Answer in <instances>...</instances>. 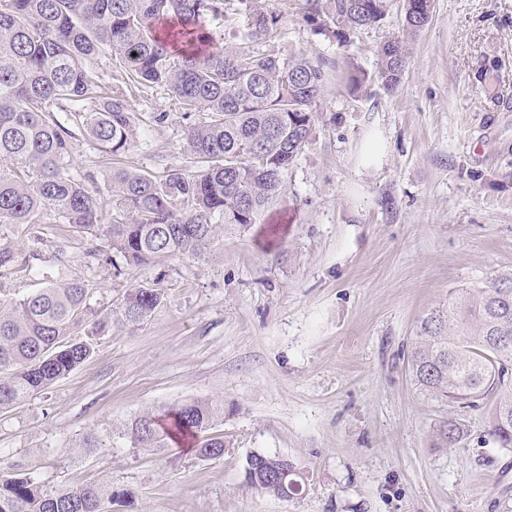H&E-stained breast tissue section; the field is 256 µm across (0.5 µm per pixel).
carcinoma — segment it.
<instances>
[{"label": "carcinoma", "mask_w": 512, "mask_h": 512, "mask_svg": "<svg viewBox=\"0 0 512 512\" xmlns=\"http://www.w3.org/2000/svg\"><path fill=\"white\" fill-rule=\"evenodd\" d=\"M387 0H305L312 31L349 42L350 34L382 16ZM434 0H405L406 36L430 22ZM228 25L253 41L267 39L278 17L254 0H0V224H42L53 212L65 224L89 230L100 223L90 172L73 170L74 140L117 158L133 145L139 118L133 90L162 86L185 114L206 113L184 130L191 166L162 176L114 167L108 248L128 265L146 267L162 255H194L219 226L257 223L284 191L288 168L304 152L316 108L330 77L326 58L304 53L244 52L215 47L208 23ZM375 77L392 91L408 62L407 41L383 43ZM112 60L107 83L97 60ZM18 256L0 243V278ZM161 301L149 285L133 288L119 306L128 324L143 322ZM92 331L73 336L86 322ZM107 320L96 319L89 288L73 278L42 275L41 287L13 297L0 289V411L32 399L71 373L94 351L93 337ZM512 269L487 284L452 291L416 325L410 370L427 391L452 401L497 394L489 435L512 448ZM224 419V405L193 399L161 415L131 421L135 448H162L191 436L196 454L216 459L224 439L208 436ZM438 444L464 436L463 425L444 421ZM279 457L266 455L249 470V486L280 498L302 481L288 468L285 483L270 475ZM131 493L99 478L48 487L39 473L21 469L0 477V512H106Z\"/></svg>", "instance_id": "cac0c4a2"}]
</instances>
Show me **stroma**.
<instances>
[{
  "label": "stroma",
  "instance_id": "stroma-1",
  "mask_svg": "<svg viewBox=\"0 0 512 512\" xmlns=\"http://www.w3.org/2000/svg\"><path fill=\"white\" fill-rule=\"evenodd\" d=\"M303 3L257 0L279 17L267 40L222 34L226 46L333 64L314 133L258 223L119 272L103 251L108 224L0 226L21 258L0 286L16 293L44 271L80 278L103 315L133 288L163 290L143 323L113 318L88 360L0 412V477L33 467L54 488L107 478L132 493L118 512H512V449L487 433L492 399L420 389L407 362L417 319L449 289L512 268V0H434L400 83L359 93L348 76L375 73L378 47L403 33L404 0L345 46L312 34ZM132 108L138 138L125 154L74 145L106 216L113 166L159 175L190 162L187 121L166 88ZM373 140L381 151L368 167ZM194 398L224 403L212 430L222 457L199 459L190 440L132 447L124 430L136 416ZM447 420L467 434L441 448ZM253 452L288 456L302 493L249 487Z\"/></svg>",
  "mask_w": 512,
  "mask_h": 512
}]
</instances>
